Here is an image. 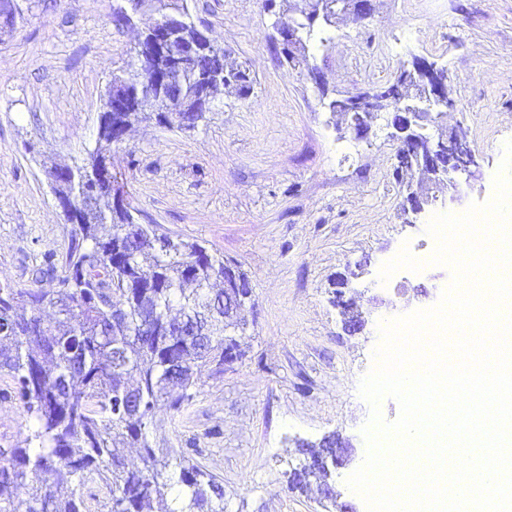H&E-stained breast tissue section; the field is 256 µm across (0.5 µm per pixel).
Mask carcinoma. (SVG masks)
Wrapping results in <instances>:
<instances>
[{
  "label": "carcinoma",
  "instance_id": "cac0c4a2",
  "mask_svg": "<svg viewBox=\"0 0 512 512\" xmlns=\"http://www.w3.org/2000/svg\"><path fill=\"white\" fill-rule=\"evenodd\" d=\"M131 11L163 17L162 0H129ZM285 20L303 42L292 65L308 67L307 43L324 50L332 28ZM215 60L224 89L243 97L247 68ZM398 73L380 86L392 112L413 81ZM189 100L204 83L199 73L179 79ZM122 110L103 107L94 145L72 165L45 166L55 198L68 206L70 240L62 265L49 257L46 290L0 283V374L10 376L32 426L27 445L0 448V512H88L84 486L98 480L106 512H224V488L183 454L155 448L149 427L162 406L179 413L197 394L199 377L224 373V258L204 246L170 238L159 224L137 222L135 207L112 202L114 131L143 122L173 125V113L151 97L149 83ZM414 168L413 145L400 137L396 173ZM128 281L114 288V281ZM112 294V305L99 303ZM139 449L129 466L122 449Z\"/></svg>",
  "mask_w": 512,
  "mask_h": 512
}]
</instances>
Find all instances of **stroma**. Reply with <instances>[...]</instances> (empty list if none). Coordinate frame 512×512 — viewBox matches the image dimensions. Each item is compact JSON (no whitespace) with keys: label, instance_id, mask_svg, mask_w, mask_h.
Instances as JSON below:
<instances>
[{"label":"stroma","instance_id":"35a3bbf8","mask_svg":"<svg viewBox=\"0 0 512 512\" xmlns=\"http://www.w3.org/2000/svg\"><path fill=\"white\" fill-rule=\"evenodd\" d=\"M21 17L0 35V281L32 284L46 255L62 256L69 224L43 164H69L92 145L113 73L136 68L146 14L114 21L120 0H14ZM199 26L246 65L247 96L216 94L192 130L133 127L112 148V170L142 219L222 254L245 272L254 305L243 358L202 376L178 415L159 409L154 447L185 453L224 484V512H322L317 484L289 488L297 441L338 433L351 461L333 470L341 502L366 512L346 480L365 462L371 408L359 385L374 366L380 325L435 306L452 279L432 263L434 214L489 202L512 141V0H377L370 18H344L329 50L309 48L326 87L348 94L387 84L413 56L438 62L454 87L446 125L477 154L457 175L459 199L408 223L398 143L384 123L355 138L326 112L316 86L283 65L264 0H187ZM409 42L382 59L386 44ZM366 313L343 329L339 278ZM28 433L15 384L0 376V448Z\"/></svg>","mask_w":512,"mask_h":512}]
</instances>
